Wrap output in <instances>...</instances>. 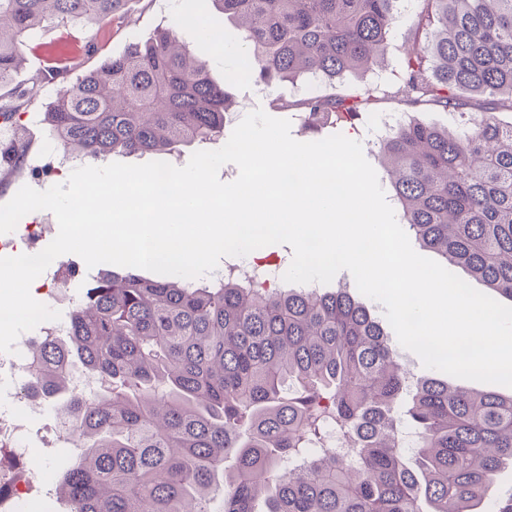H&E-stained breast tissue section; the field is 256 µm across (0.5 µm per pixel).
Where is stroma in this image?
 <instances>
[{
    "instance_id": "stroma-1",
    "label": "stroma",
    "mask_w": 512,
    "mask_h": 512,
    "mask_svg": "<svg viewBox=\"0 0 512 512\" xmlns=\"http://www.w3.org/2000/svg\"><path fill=\"white\" fill-rule=\"evenodd\" d=\"M422 9L421 0H407L401 19L390 31L385 66L383 70L368 77L369 82L376 85L377 92L367 105V117L359 121V128L369 127L371 121L379 115L391 117L414 114L442 126L452 123L453 117L447 110L435 106L410 105L399 93L405 53L414 42L425 41L427 36L426 25L419 22ZM189 10L201 15L203 22L198 26L179 29V41L186 49L197 50L208 36L218 33L223 36V46L211 51L208 61L213 78L223 84L225 92L234 103L233 112L224 125L225 133H232L248 112L259 107L270 116L290 120L292 137L302 142L307 141L308 136L302 133L296 119L298 100L309 94H325L331 90L340 96L358 86L357 81L346 80L337 83L332 89L325 85L310 86L301 81H286L267 87L251 80L237 79L235 73L240 35L233 21L224 16L212 0H125L120 18L114 19L112 24H96L67 32L52 27L40 29L24 47V63L14 74L13 83L20 87L30 84L44 66L45 47H56L64 54L77 58L78 69L83 72L97 66L106 57L122 54L130 43L148 39L157 29L168 27L178 15ZM58 91L57 85H45L39 96L23 108L21 124L31 154L42 153L52 143L42 123V114L56 98ZM60 261L74 264L77 268L73 277L61 283L60 293L52 304L53 309L65 315L82 299L98 271L87 268L82 258L75 254L61 255ZM23 394V383L19 380L0 394V404L11 408L25 426L20 445L26 450L21 458L7 454L0 456V464L17 470L26 467L38 469L42 471L46 483L55 484L60 473L73 461L70 452L72 443L67 432L59 429V418L50 405H43L40 415L28 416Z\"/></svg>"
}]
</instances>
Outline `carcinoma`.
I'll return each instance as SVG.
<instances>
[{"label":"carcinoma","instance_id":"carcinoma-1","mask_svg":"<svg viewBox=\"0 0 512 512\" xmlns=\"http://www.w3.org/2000/svg\"><path fill=\"white\" fill-rule=\"evenodd\" d=\"M124 0H0V88L22 47L46 25L112 21ZM242 24L237 77L333 82L382 65L402 0H213ZM434 29L404 58L403 96L457 113L452 127L400 119L377 146L401 210L423 248L512 302V122L462 111L457 90L512 111V0H423ZM179 15L73 83L54 52L17 103L0 105V173L26 162L19 108L46 83L66 89L42 115L66 152L165 158L220 136L229 116L204 43L189 59ZM374 98L302 100L304 129L349 123ZM62 341L31 345L24 391L65 414L83 440L58 496L70 512H512L493 494L512 464V393L408 383L381 322L345 283L276 291L239 279L156 280L105 269L67 316ZM97 393L72 386L73 358ZM418 437L405 464L401 420ZM352 460L324 449L328 428ZM220 500V507L212 503Z\"/></svg>","mask_w":512,"mask_h":512}]
</instances>
